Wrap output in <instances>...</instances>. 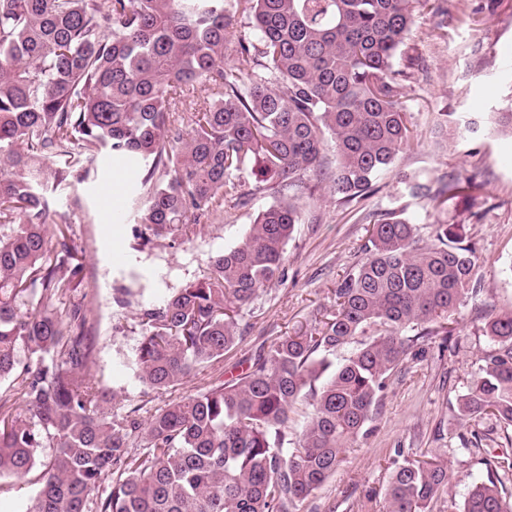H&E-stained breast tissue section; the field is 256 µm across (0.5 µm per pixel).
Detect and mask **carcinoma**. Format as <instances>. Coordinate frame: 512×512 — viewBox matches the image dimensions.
I'll list each match as a JSON object with an SVG mask.
<instances>
[{
    "label": "carcinoma",
    "mask_w": 512,
    "mask_h": 512,
    "mask_svg": "<svg viewBox=\"0 0 512 512\" xmlns=\"http://www.w3.org/2000/svg\"><path fill=\"white\" fill-rule=\"evenodd\" d=\"M437 0H0V478L42 466L25 512H306L409 350L451 341L448 320L477 292L460 224L417 245L403 211L378 214L333 310L262 348L245 371L141 422L108 407L92 377L83 256L50 200L109 159L141 174L131 215L147 244L247 204L243 177L279 200L208 271L139 311L133 367L147 390L183 385L243 339L244 315L283 260L310 179L336 203L368 198L413 139L396 58ZM254 38L224 64L237 19ZM337 162L323 164L327 146ZM437 208L479 189L414 178ZM67 306L60 312L61 306ZM491 347L457 412L512 427V312L485 316ZM356 343L339 365L332 356ZM303 426L290 434L291 416ZM145 451L134 453L138 439ZM51 454L42 460L45 449ZM458 512H512V458L491 466ZM433 458L395 463L386 512H432L448 490ZM110 488L102 489L105 482Z\"/></svg>",
    "instance_id": "obj_1"
}]
</instances>
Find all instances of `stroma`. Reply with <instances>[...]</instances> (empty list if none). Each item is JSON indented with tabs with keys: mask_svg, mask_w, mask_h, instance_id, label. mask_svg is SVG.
Listing matches in <instances>:
<instances>
[{
	"mask_svg": "<svg viewBox=\"0 0 512 512\" xmlns=\"http://www.w3.org/2000/svg\"><path fill=\"white\" fill-rule=\"evenodd\" d=\"M478 2L442 0L444 14L417 16L397 62L407 74L402 87L412 145L381 177L378 192L357 206L339 207L326 182L301 201V220L286 249L285 278L264 289L240 344L178 390H144L134 375L141 306L161 302L207 271L211 256L235 245L277 193L245 184L247 205L228 208L223 222L192 225L173 246L164 240L141 245L133 223L105 224L104 190L116 186L125 195L131 190L119 168L99 169L97 178L72 181L56 193L52 207L69 213L73 238L85 256L95 380L114 393L117 404L138 408L145 419L180 396L241 373L261 348L332 308L337 283L362 256L373 213L401 209L417 225L422 245L430 242L436 223L465 225L477 248L481 291L453 316L458 344L445 351L432 344L409 355L375 408L367 436L348 448L335 474L309 500L308 512H382L399 457L447 461L445 501L456 507L473 485L487 481L489 461L512 447V438L496 420L460 419L455 402L490 347L483 334L485 313L512 311V136L490 121L491 113L512 107V0H495L493 9L476 16L463 14L464 4ZM448 174L476 184L480 220L435 209L405 189L409 178Z\"/></svg>",
	"mask_w": 512,
	"mask_h": 512,
	"instance_id": "35a3bbf8",
	"label": "stroma"
}]
</instances>
